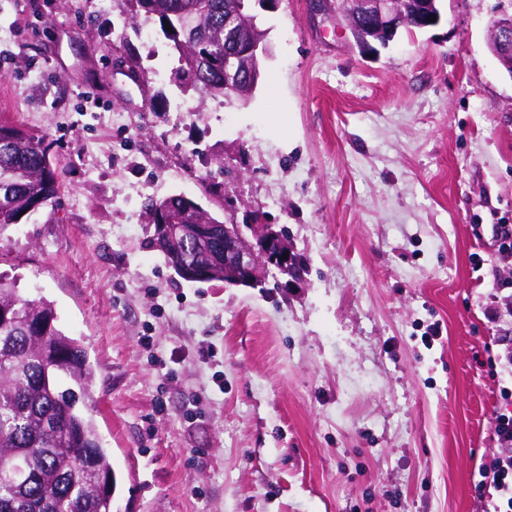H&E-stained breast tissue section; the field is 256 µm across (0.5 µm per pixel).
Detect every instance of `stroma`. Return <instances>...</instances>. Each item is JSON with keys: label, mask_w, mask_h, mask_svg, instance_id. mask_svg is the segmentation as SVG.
<instances>
[{"label": "stroma", "mask_w": 512, "mask_h": 512, "mask_svg": "<svg viewBox=\"0 0 512 512\" xmlns=\"http://www.w3.org/2000/svg\"><path fill=\"white\" fill-rule=\"evenodd\" d=\"M439 7L365 53L336 15L279 0L240 102L183 89L128 0H0V125L61 175L0 228V275L52 301L97 368L114 512H494L512 75L487 39L512 0ZM176 161L199 179L177 184ZM173 194L287 225L303 281L178 278L146 208Z\"/></svg>", "instance_id": "obj_1"}]
</instances>
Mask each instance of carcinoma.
I'll list each match as a JSON object with an SVG mask.
<instances>
[{"mask_svg":"<svg viewBox=\"0 0 512 512\" xmlns=\"http://www.w3.org/2000/svg\"><path fill=\"white\" fill-rule=\"evenodd\" d=\"M137 10L170 24L165 34L179 53L189 85L224 95V15H239V40L265 50L268 30L248 0H130ZM438 0L422 11L417 0H394L399 29L423 30L425 15L440 17ZM346 17L371 43L393 41L370 16L347 8ZM58 174L35 138L0 126V225L16 224L54 197ZM164 210L177 233L155 247L166 263L196 275L195 283L224 280V241L198 251L202 224L221 220L187 196L151 204ZM96 371L79 340L57 326L51 301L23 296L0 276V512H112L117 476L86 405Z\"/></svg>","mask_w":512,"mask_h":512,"instance_id":"carcinoma-1","label":"carcinoma"}]
</instances>
